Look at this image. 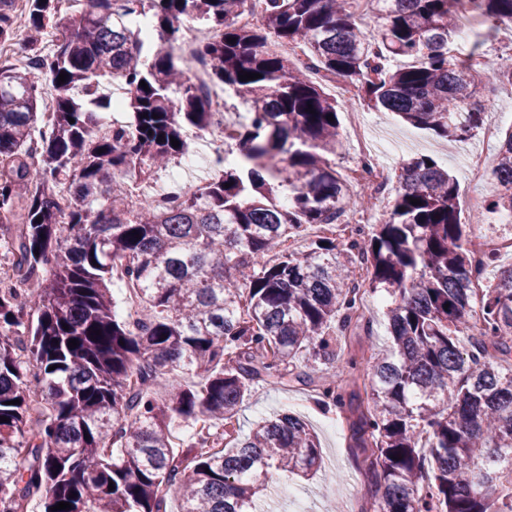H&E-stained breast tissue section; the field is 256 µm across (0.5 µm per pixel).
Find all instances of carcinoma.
I'll use <instances>...</instances> for the list:
<instances>
[{"label":"carcinoma","mask_w":512,"mask_h":512,"mask_svg":"<svg viewBox=\"0 0 512 512\" xmlns=\"http://www.w3.org/2000/svg\"><path fill=\"white\" fill-rule=\"evenodd\" d=\"M17 2L0 0V43L30 47L24 66L0 67V240L12 270L0 291V512H30L36 498L41 512L59 502L67 512H169L172 489L179 512H255L281 476L321 466L317 437L289 414L227 439L258 383L303 386L352 415L374 512H512V264L488 252L477 268L459 184L427 155L401 163L378 223L336 243L330 227L364 209L330 160L343 147L336 100L267 48L271 36L299 48L368 108L463 141L484 121L474 55L448 56L465 0H383L370 37L355 0H265L250 28L237 24L248 0H84L64 20L62 0H25L22 31ZM471 2L490 25L512 21V0ZM185 16L218 32L200 54L248 110L224 127L241 158L170 209L134 207L128 177L150 178L187 154L185 129L212 123L174 49ZM148 17L164 35L150 47L137 26ZM48 31L55 44L44 53L36 43ZM246 72L261 77L239 80ZM108 79L121 82L132 119L103 135ZM485 80L512 84V62ZM47 82L46 119L37 107ZM491 185L485 208L512 212V130ZM307 224L329 230L288 248ZM116 264L149 310L136 324L112 310ZM369 292L391 298L389 345L365 371L337 349ZM337 360L336 373H321ZM363 376L365 407L343 386ZM175 418L211 431L176 448Z\"/></svg>","instance_id":"carcinoma-1"}]
</instances>
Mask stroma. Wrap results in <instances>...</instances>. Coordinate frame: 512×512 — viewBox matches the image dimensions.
<instances>
[{
    "instance_id": "stroma-1",
    "label": "stroma",
    "mask_w": 512,
    "mask_h": 512,
    "mask_svg": "<svg viewBox=\"0 0 512 512\" xmlns=\"http://www.w3.org/2000/svg\"><path fill=\"white\" fill-rule=\"evenodd\" d=\"M367 117L375 123L373 133L376 139L390 136L400 143L398 151L388 157L390 173H397L400 163L407 157L421 154L432 157L439 165L447 167L459 182L461 222L472 225L474 235H485L495 216L473 207L471 200L477 192L488 195L491 187L486 184L481 190H474L468 179L464 157L468 152L482 150L489 160H496L505 125L489 130L479 129L470 140L451 144L402 123L399 117L389 112L371 109ZM386 312V305L367 300L359 321L353 325L346 339L344 351L355 355L361 365L372 362L387 344ZM282 413L298 416L316 434L325 469L310 480L296 475L288 477L291 494H284L279 488L266 492L260 503L263 512H293L292 499L296 496L306 501L309 512H324L328 507L339 512L341 502L346 498L353 499L358 512H363L370 504L372 488L363 475V464L349 446V425L343 413L321 411L310 393L302 387L273 390L260 383L253 387L242 404L236 429L239 434H248L262 420Z\"/></svg>"
}]
</instances>
